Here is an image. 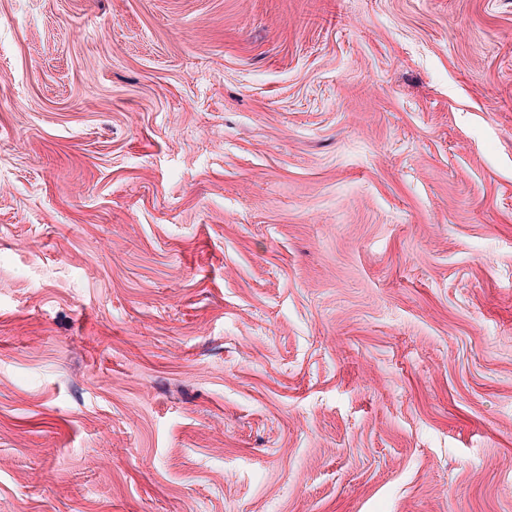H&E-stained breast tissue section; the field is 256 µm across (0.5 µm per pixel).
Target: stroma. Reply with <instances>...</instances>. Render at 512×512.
<instances>
[{
  "label": "stroma",
  "instance_id": "1",
  "mask_svg": "<svg viewBox=\"0 0 512 512\" xmlns=\"http://www.w3.org/2000/svg\"><path fill=\"white\" fill-rule=\"evenodd\" d=\"M0 512H512V0H0Z\"/></svg>",
  "mask_w": 512,
  "mask_h": 512
}]
</instances>
